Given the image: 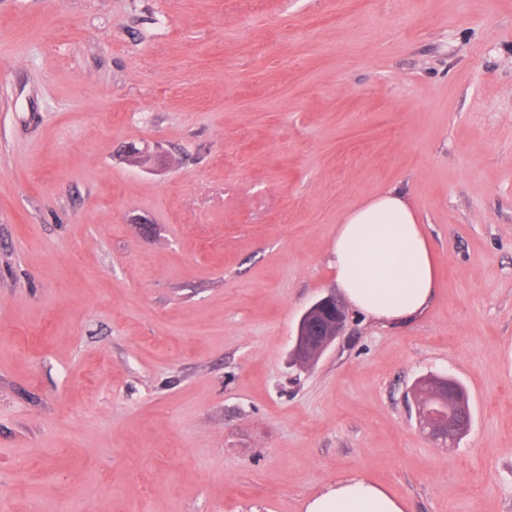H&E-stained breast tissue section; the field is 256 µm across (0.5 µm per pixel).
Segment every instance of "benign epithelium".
<instances>
[{
	"mask_svg": "<svg viewBox=\"0 0 512 512\" xmlns=\"http://www.w3.org/2000/svg\"><path fill=\"white\" fill-rule=\"evenodd\" d=\"M348 321L344 303L328 295L312 304L301 317L294 349L305 347L306 360L300 366L318 362L325 351L342 335ZM436 408H419L420 428L430 439L446 442L455 435L454 416L459 406L454 381L448 375L437 377Z\"/></svg>",
	"mask_w": 512,
	"mask_h": 512,
	"instance_id": "obj_1",
	"label": "benign epithelium"
}]
</instances>
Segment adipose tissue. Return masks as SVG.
<instances>
[{"label":"adipose tissue","instance_id":"adipose-tissue-1","mask_svg":"<svg viewBox=\"0 0 512 512\" xmlns=\"http://www.w3.org/2000/svg\"><path fill=\"white\" fill-rule=\"evenodd\" d=\"M336 286L360 312L387 321L413 318L435 288L436 257L419 219L397 190L349 210L332 244ZM304 512H406L405 502L354 475L314 496Z\"/></svg>","mask_w":512,"mask_h":512}]
</instances>
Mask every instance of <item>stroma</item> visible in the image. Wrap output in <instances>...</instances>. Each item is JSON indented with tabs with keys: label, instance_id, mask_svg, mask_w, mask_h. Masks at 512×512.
I'll return each mask as SVG.
<instances>
[{
	"label": "stroma",
	"instance_id": "obj_1",
	"mask_svg": "<svg viewBox=\"0 0 512 512\" xmlns=\"http://www.w3.org/2000/svg\"><path fill=\"white\" fill-rule=\"evenodd\" d=\"M389 188L431 301L297 366ZM442 373L447 447L409 395ZM351 473L512 512V0H0V512H303ZM437 385L435 386L437 395L434 400L438 403V408H423L421 398L414 394V399L418 405L420 413V428L433 441L441 443L448 441L455 435L456 427L454 416L459 406L454 390L453 377L448 375L436 376ZM427 429V430H426Z\"/></svg>",
	"mask_w": 512,
	"mask_h": 512
}]
</instances>
